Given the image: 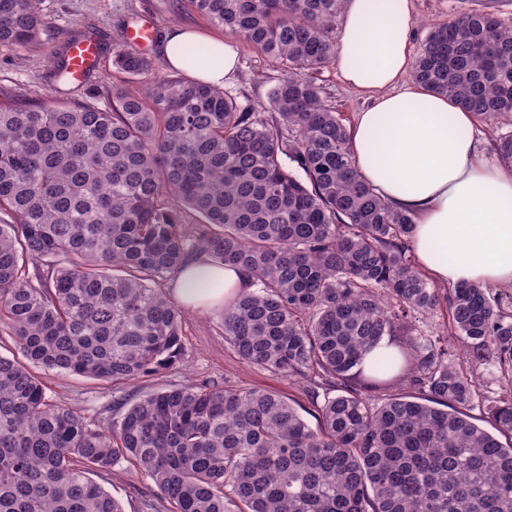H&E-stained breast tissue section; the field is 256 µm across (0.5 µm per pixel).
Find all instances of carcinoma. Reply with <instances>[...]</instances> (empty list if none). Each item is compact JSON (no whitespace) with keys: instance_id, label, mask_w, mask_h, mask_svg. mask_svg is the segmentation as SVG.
I'll return each mask as SVG.
<instances>
[{"instance_id":"carcinoma-1","label":"carcinoma","mask_w":512,"mask_h":512,"mask_svg":"<svg viewBox=\"0 0 512 512\" xmlns=\"http://www.w3.org/2000/svg\"><path fill=\"white\" fill-rule=\"evenodd\" d=\"M344 0H172L284 69L259 112L131 49L92 101L0 107V512H124L92 476L125 462L142 512H512V310L441 288L411 259L413 216L365 183L313 74ZM40 0H0V46L38 49ZM180 50L182 71L208 57ZM54 81L69 83L66 54ZM414 81L479 116L512 165V23L485 9L430 25ZM239 267L225 341L277 391L129 386L185 355L168 283L195 259ZM445 310L465 360L416 322ZM384 347L392 354L367 355ZM494 361L503 396L479 389ZM55 370L112 390V418L51 398ZM482 406L504 444L473 422Z\"/></svg>"}]
</instances>
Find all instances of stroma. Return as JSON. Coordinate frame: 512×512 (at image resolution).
<instances>
[{
    "label": "stroma",
    "instance_id": "obj_1",
    "mask_svg": "<svg viewBox=\"0 0 512 512\" xmlns=\"http://www.w3.org/2000/svg\"><path fill=\"white\" fill-rule=\"evenodd\" d=\"M488 3L493 4L500 18L512 19V0H412L411 51L419 50L431 22L446 20L460 11L481 8ZM169 4L170 0H41L46 27L40 48L0 47V102H60L76 98L106 105L113 84L121 80L112 67V52L123 46V33L128 24L145 16L156 28V42L147 55L157 66L165 64L161 44L173 28L195 29L206 38L222 36L239 53L238 74L224 83V90L238 95L242 103L259 109L267 107L274 78L279 73L278 63L247 49L238 36L220 31L197 14L175 15ZM87 33L95 34L101 42L102 54L97 68L82 85L53 84L47 56ZM316 78L345 124H352L363 106L362 99L341 84L335 65L320 70ZM183 331L186 350L182 363L139 382V389L158 391L190 380L208 379L218 384L271 389L301 398L302 389L297 381L252 367L225 343L218 308L187 311ZM42 377L49 395L59 402L96 408L112 402L111 391L101 389L95 381L54 370L43 371Z\"/></svg>",
    "mask_w": 512,
    "mask_h": 512
}]
</instances>
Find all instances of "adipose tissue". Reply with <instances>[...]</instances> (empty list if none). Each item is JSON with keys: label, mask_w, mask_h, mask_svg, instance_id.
<instances>
[{"label": "adipose tissue", "mask_w": 512, "mask_h": 512, "mask_svg": "<svg viewBox=\"0 0 512 512\" xmlns=\"http://www.w3.org/2000/svg\"><path fill=\"white\" fill-rule=\"evenodd\" d=\"M411 0H345L334 62L347 88L364 96L349 130L362 179L410 212L419 268L443 286L512 288V168L478 152L473 112L408 81ZM195 75L218 83L238 71L222 39ZM248 282L233 266L192 261L174 288L191 309L229 301Z\"/></svg>", "instance_id": "obj_1"}]
</instances>
